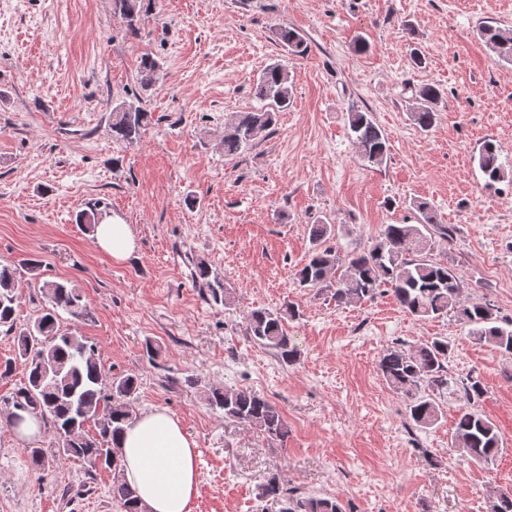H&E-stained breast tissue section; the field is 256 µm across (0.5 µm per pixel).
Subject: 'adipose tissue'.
Segmentation results:
<instances>
[{"label": "adipose tissue", "mask_w": 512, "mask_h": 512, "mask_svg": "<svg viewBox=\"0 0 512 512\" xmlns=\"http://www.w3.org/2000/svg\"><path fill=\"white\" fill-rule=\"evenodd\" d=\"M94 242L115 260L125 259L135 247L130 225L114 215L96 226ZM121 455L142 512H190L198 477L195 448L178 418L159 409L142 413L127 428Z\"/></svg>", "instance_id": "1"}]
</instances>
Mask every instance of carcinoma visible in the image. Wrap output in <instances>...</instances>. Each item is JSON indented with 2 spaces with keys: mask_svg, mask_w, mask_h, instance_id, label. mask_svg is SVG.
Here are the masks:
<instances>
[{
  "mask_svg": "<svg viewBox=\"0 0 512 512\" xmlns=\"http://www.w3.org/2000/svg\"><path fill=\"white\" fill-rule=\"evenodd\" d=\"M115 9L131 32L137 31L141 0H114ZM479 34L499 58L512 61V28L484 24ZM276 37L292 56L307 55L310 46L293 28L280 27ZM160 63L150 54L141 56L137 80L143 89L155 83ZM254 95L267 107L234 112L224 123V156L235 157L249 150L268 132L280 112L292 105V88L288 66L275 63L266 67L253 86ZM441 90L424 84L414 90L416 103L412 118L422 130L431 129L436 121ZM151 113L135 102L124 101L112 108V140L131 145L140 140L150 123ZM351 143L358 157L370 166H382L388 156V141L371 113L353 109L348 113ZM485 178L484 187L499 190V184L512 187V165L501 160L495 143L485 142L474 156ZM421 220L417 224H386L372 249L354 257L342 256L328 244L335 237L334 224H309L306 231L311 250L306 261L295 270L300 285L331 289L339 305L357 304L374 298L379 288H389L401 309L419 319L442 318L452 312L473 341L512 358V323L499 324L491 304L461 298L456 275L448 266L428 259L432 235L452 238V227L437 222L431 207L417 205ZM194 281L209 290L214 301L226 306L236 298L223 281L206 265L196 267ZM50 306L42 309L35 321L25 327L17 325L16 307L19 293L15 271L0 265V327L14 335L18 356L25 365V382L7 405L8 418L14 425L24 415H38L50 424L55 437L56 457L77 459L90 468L112 469V499L121 512H141L135 489L127 481L121 459L110 464L120 453L119 440L126 426L134 420L131 403L139 385L134 376L106 380L96 344L85 336L65 332L59 325V311L76 319L89 316L79 289L62 282H47ZM298 310L292 304L269 310L255 308L247 317V333L258 345L269 348L285 362L297 358L285 328V317L294 318ZM448 340L435 338L411 349L395 347L384 351L379 369L395 390L408 398L410 422L429 428L443 415V408L431 395L419 394L424 386L437 391L451 390L456 379L448 372ZM464 399L469 403L457 418L455 447L467 462L491 464L502 452L498 428L471 404L481 399L484 387L469 377L462 382ZM208 405L224 412V418L260 429L272 439L288 434L287 424L277 406L265 396L248 389L214 388L207 395ZM93 422L96 431L89 433L86 424ZM284 512H345L343 503L334 497L288 499Z\"/></svg>",
  "mask_w": 512,
  "mask_h": 512,
  "instance_id": "1",
  "label": "carcinoma"
}]
</instances>
